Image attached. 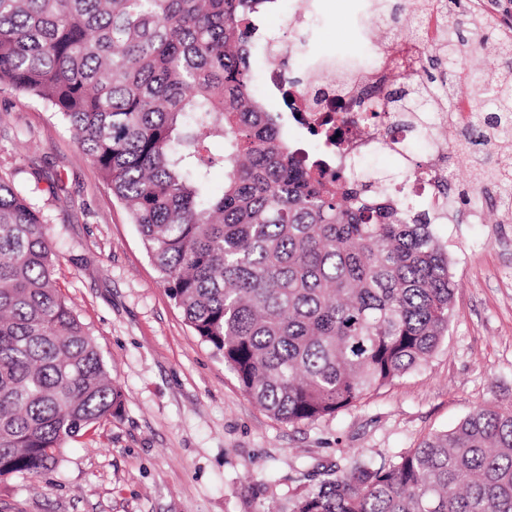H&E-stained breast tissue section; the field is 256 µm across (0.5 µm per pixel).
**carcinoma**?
I'll use <instances>...</instances> for the list:
<instances>
[{
    "label": "carcinoma",
    "mask_w": 512,
    "mask_h": 512,
    "mask_svg": "<svg viewBox=\"0 0 512 512\" xmlns=\"http://www.w3.org/2000/svg\"><path fill=\"white\" fill-rule=\"evenodd\" d=\"M269 2L0 0V85L70 125L196 335L256 405L298 424L351 409L448 335L460 284L434 232L440 201L494 193L512 220V24L473 0H385L376 27L421 10L435 35L415 73L359 111L386 128L384 148L405 122L469 171L460 183L412 160L406 178L433 179L416 206L360 161L302 163L251 96L248 45ZM57 260L40 210L0 176V480L42 475L124 410ZM275 512H512V406L336 469Z\"/></svg>",
    "instance_id": "obj_1"
}]
</instances>
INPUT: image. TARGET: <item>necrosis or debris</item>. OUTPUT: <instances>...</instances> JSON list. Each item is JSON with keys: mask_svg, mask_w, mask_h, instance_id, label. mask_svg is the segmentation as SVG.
Returning a JSON list of instances; mask_svg holds the SVG:
<instances>
[{"mask_svg": "<svg viewBox=\"0 0 512 512\" xmlns=\"http://www.w3.org/2000/svg\"><path fill=\"white\" fill-rule=\"evenodd\" d=\"M305 53L304 43L284 42L270 37L265 41V75L283 129L305 136L310 129H325L321 158L331 166L346 165L370 150L381 136L379 128L361 124L356 106L364 88L383 86L397 74L411 73L422 52L419 40L408 39L391 45L375 66L352 65L337 59L326 64L322 58L309 59L306 81L292 85L276 68L282 52Z\"/></svg>", "mask_w": 512, "mask_h": 512, "instance_id": "obj_1", "label": "necrosis or debris"}]
</instances>
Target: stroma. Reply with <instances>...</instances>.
<instances>
[{"instance_id":"1","label":"stroma","mask_w":512,"mask_h":512,"mask_svg":"<svg viewBox=\"0 0 512 512\" xmlns=\"http://www.w3.org/2000/svg\"><path fill=\"white\" fill-rule=\"evenodd\" d=\"M284 41L358 55L352 0H279ZM56 172L53 194L38 171ZM29 192L59 254L57 285L88 324L125 410L68 442L38 477L0 482V512H264L305 486L309 464L380 461L486 404L512 405V221L440 224L460 287L448 334L418 370L333 418L288 425L242 391L160 283L139 230L73 131L43 103L0 89V174Z\"/></svg>"}]
</instances>
